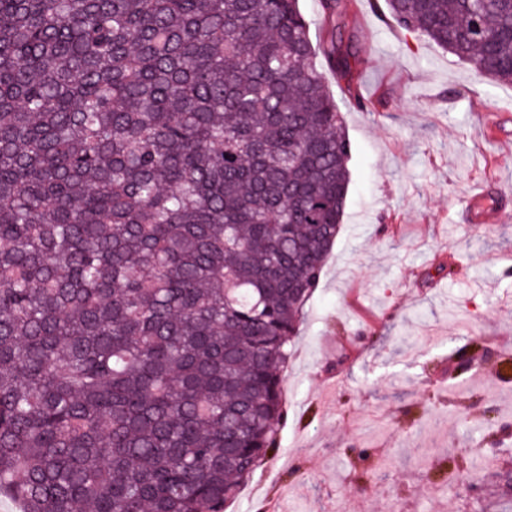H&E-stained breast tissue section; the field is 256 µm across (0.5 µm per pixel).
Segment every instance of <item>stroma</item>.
<instances>
[{"label": "stroma", "instance_id": "1", "mask_svg": "<svg viewBox=\"0 0 512 512\" xmlns=\"http://www.w3.org/2000/svg\"><path fill=\"white\" fill-rule=\"evenodd\" d=\"M343 230L290 351L279 447L226 512H512V86L350 0ZM484 189L498 223L461 219ZM480 336L474 371L453 368Z\"/></svg>", "mask_w": 512, "mask_h": 512}]
</instances>
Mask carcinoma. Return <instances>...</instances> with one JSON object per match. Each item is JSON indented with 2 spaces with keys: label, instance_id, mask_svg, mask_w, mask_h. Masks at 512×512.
Returning <instances> with one entry per match:
<instances>
[{
  "label": "carcinoma",
  "instance_id": "1",
  "mask_svg": "<svg viewBox=\"0 0 512 512\" xmlns=\"http://www.w3.org/2000/svg\"><path fill=\"white\" fill-rule=\"evenodd\" d=\"M0 0V495L224 512L342 228L347 0ZM512 84V0H386ZM300 9L310 22V37L314 44L323 36V17L320 0H300Z\"/></svg>",
  "mask_w": 512,
  "mask_h": 512
}]
</instances>
